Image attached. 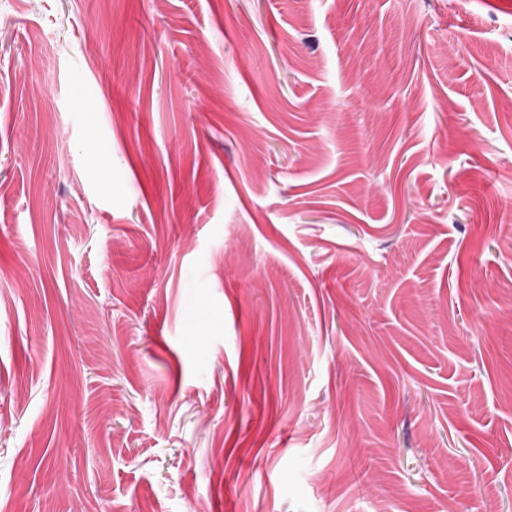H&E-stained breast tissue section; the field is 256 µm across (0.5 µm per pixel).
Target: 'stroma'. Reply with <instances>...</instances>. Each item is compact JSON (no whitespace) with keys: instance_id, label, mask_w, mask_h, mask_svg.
<instances>
[{"instance_id":"stroma-1","label":"stroma","mask_w":512,"mask_h":512,"mask_svg":"<svg viewBox=\"0 0 512 512\" xmlns=\"http://www.w3.org/2000/svg\"><path fill=\"white\" fill-rule=\"evenodd\" d=\"M0 512H512V0H0Z\"/></svg>"}]
</instances>
